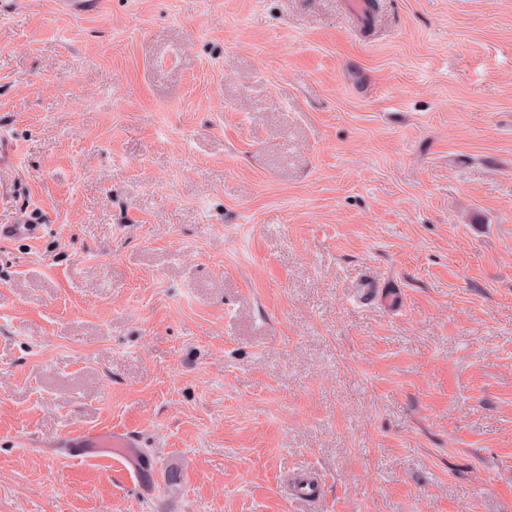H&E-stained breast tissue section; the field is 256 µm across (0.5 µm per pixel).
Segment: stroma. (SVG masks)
I'll return each mask as SVG.
<instances>
[{
  "label": "stroma",
  "mask_w": 512,
  "mask_h": 512,
  "mask_svg": "<svg viewBox=\"0 0 512 512\" xmlns=\"http://www.w3.org/2000/svg\"><path fill=\"white\" fill-rule=\"evenodd\" d=\"M0 129V512H512V0H0ZM48 224L44 216L32 206L15 210L9 224H0V241L38 243L46 235ZM46 448H59L72 458H82L92 448L113 455V462L128 461L141 448L139 438L123 428L96 431L73 430L65 433L56 443Z\"/></svg>",
  "instance_id": "1"
}]
</instances>
